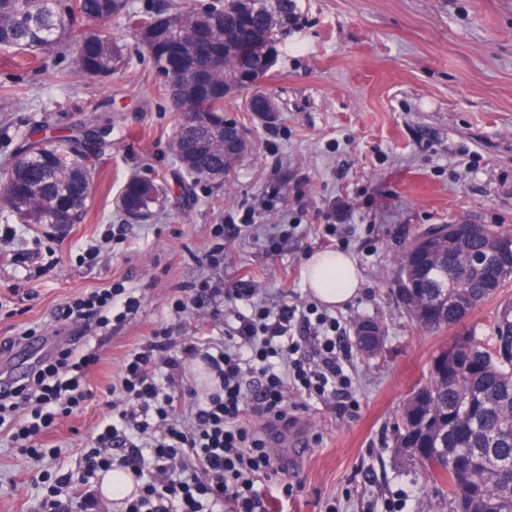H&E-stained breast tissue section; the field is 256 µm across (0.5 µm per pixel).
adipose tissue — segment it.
<instances>
[{
	"label": "adipose tissue",
	"mask_w": 512,
	"mask_h": 512,
	"mask_svg": "<svg viewBox=\"0 0 512 512\" xmlns=\"http://www.w3.org/2000/svg\"><path fill=\"white\" fill-rule=\"evenodd\" d=\"M304 279L326 305L343 306L359 292L360 276L352 257L343 250H326L310 255Z\"/></svg>",
	"instance_id": "ef3b65f1"
}]
</instances>
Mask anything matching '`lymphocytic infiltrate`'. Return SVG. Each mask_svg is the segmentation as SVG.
Listing matches in <instances>:
<instances>
[{"instance_id":"lymphocytic-infiltrate-1","label":"lymphocytic infiltrate","mask_w":512,"mask_h":512,"mask_svg":"<svg viewBox=\"0 0 512 512\" xmlns=\"http://www.w3.org/2000/svg\"><path fill=\"white\" fill-rule=\"evenodd\" d=\"M257 289L239 288L228 313L237 323L223 345L183 339L156 330L143 347L129 352L109 390L107 415L85 449L81 472L59 468L43 476L47 512H94L98 499L75 506L73 480L99 472L131 473L135 490L123 512H266L258 482L277 472L267 441L252 427L288 424L287 394L344 401L351 380L344 337L335 317L287 304L257 302ZM120 289L104 288L62 308L63 318L83 329L105 323ZM57 355L41 359L28 380L0 395V426L10 425L12 444L34 455L29 439L49 430L58 415L87 402L80 380L100 356L78 354L76 337ZM201 358L215 384L205 396L176 392L172 383L185 359Z\"/></svg>"}]
</instances>
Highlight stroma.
Instances as JSON below:
<instances>
[{"label": "stroma", "instance_id": "stroma-1", "mask_svg": "<svg viewBox=\"0 0 512 512\" xmlns=\"http://www.w3.org/2000/svg\"><path fill=\"white\" fill-rule=\"evenodd\" d=\"M295 26L265 82L273 121L225 113L242 125L247 154L223 182L196 181L175 161L178 114L155 90L147 55L121 39L128 63L108 77L57 76L69 62L52 53L42 70L19 67L0 50V93L19 98L0 112V166L29 135L76 140L91 174L82 223L54 234L46 224L0 218V340L36 332L44 355L64 346L58 315L73 297L124 285L138 312L90 332L100 360L86 381L85 408L60 415L42 440L60 449L30 459L0 429V512H37L40 473L80 466L105 412L106 390L131 350L153 329L221 342L213 309L172 304L185 286L210 277L225 293L265 288L288 304L313 305L303 269L309 255L343 249L361 292L332 309L346 330L362 320L386 327L381 352L362 355L346 340L351 403L289 393L295 420L270 440L292 486L269 512H453L391 446V424L431 353L452 331L414 326L388 279L408 238L433 224L469 218L512 228V0H299ZM112 106V124L80 129L91 110ZM133 176L155 178L163 194L148 220H128L116 200ZM224 262L202 267L215 225ZM281 246L269 250L268 235Z\"/></svg>", "mask_w": 512, "mask_h": 512}]
</instances>
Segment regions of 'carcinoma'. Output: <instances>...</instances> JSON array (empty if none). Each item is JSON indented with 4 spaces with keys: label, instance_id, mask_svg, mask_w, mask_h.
Here are the masks:
<instances>
[{
    "label": "carcinoma",
    "instance_id": "carcinoma-1",
    "mask_svg": "<svg viewBox=\"0 0 512 512\" xmlns=\"http://www.w3.org/2000/svg\"><path fill=\"white\" fill-rule=\"evenodd\" d=\"M207 11L153 5L131 8L129 0H0V50L43 65L50 51L64 53L74 71L107 77L126 65L108 23L124 21L144 52L164 40L173 55L150 59L160 95L173 107L189 103L201 113L193 126L177 124L172 145L191 176L221 180L235 164L224 144L240 130L225 127L224 89L245 72L261 73L250 86L247 111L273 101L263 85L270 70L251 56L256 42L279 45L297 19L296 0H218ZM213 40L212 54L191 51L194 38ZM89 173L77 147L52 141L22 144L0 182V214L20 224H79L84 220ZM162 186L127 180L118 199L126 214H152ZM414 235L396 257L394 283L414 281L415 293L400 297L411 320L434 334L457 327L474 311L493 304L489 330L455 334L430 358L426 380L416 384L393 423L399 456L448 495L455 512H512V301L500 299L512 281V253L494 255L496 241L512 229L457 224L451 241H436L426 260L416 258Z\"/></svg>",
    "mask_w": 512,
    "mask_h": 512
}]
</instances>
